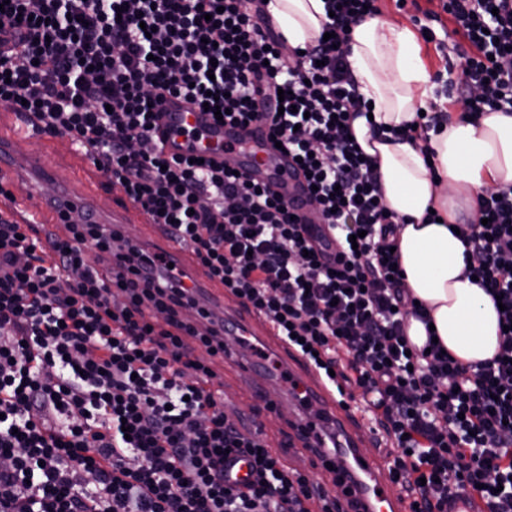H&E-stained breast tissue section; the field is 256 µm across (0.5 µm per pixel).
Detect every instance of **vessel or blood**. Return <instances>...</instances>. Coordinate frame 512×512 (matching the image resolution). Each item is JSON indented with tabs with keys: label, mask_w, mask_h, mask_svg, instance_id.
<instances>
[{
	"label": "vessel or blood",
	"mask_w": 512,
	"mask_h": 512,
	"mask_svg": "<svg viewBox=\"0 0 512 512\" xmlns=\"http://www.w3.org/2000/svg\"><path fill=\"white\" fill-rule=\"evenodd\" d=\"M12 120L13 127L0 134V186L5 189L0 195V209L18 223L42 224L55 233L63 222L77 223L84 217L97 224H124L132 219L142 226V244L174 263L176 271L194 268L191 253L141 210L128 212L103 207L97 198L64 179L48 162L46 154L24 153L23 143L38 138L39 132L24 113L13 112ZM190 127L199 129V138L187 135ZM158 133L165 136V149L171 155L198 153L208 147L213 158L220 161L225 149H232L242 173L279 191L300 217L308 216L306 182L296 174L288 154L273 145L267 125H224L213 121L208 113L171 99L161 108ZM291 376L319 404L324 423L336 426L342 433L345 443L336 448L330 447L328 439L322 436H309L308 442L325 449L327 459L337 469L358 477L357 497L363 512H408L391 479L387 458L373 449V435L353 428L348 411L313 370L302 367L292 371Z\"/></svg>",
	"instance_id": "b4317fda"
}]
</instances>
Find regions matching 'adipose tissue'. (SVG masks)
Returning a JSON list of instances; mask_svg holds the SVG:
<instances>
[{
  "instance_id": "adipose-tissue-1",
  "label": "adipose tissue",
  "mask_w": 512,
  "mask_h": 512,
  "mask_svg": "<svg viewBox=\"0 0 512 512\" xmlns=\"http://www.w3.org/2000/svg\"><path fill=\"white\" fill-rule=\"evenodd\" d=\"M266 10L293 48L313 44L327 20L324 0H268ZM419 52L413 31L389 18L354 26L347 61L373 109L352 129L376 159L385 204L402 223L398 254L407 288L427 307L445 349L472 364L496 354L499 319L492 298L467 278L465 246L451 226L461 212L476 216L488 188L512 185V114L453 117L440 131L396 139L394 129L415 120L434 98Z\"/></svg>"
}]
</instances>
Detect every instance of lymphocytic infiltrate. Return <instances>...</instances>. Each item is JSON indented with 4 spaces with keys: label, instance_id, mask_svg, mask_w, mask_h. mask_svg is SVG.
<instances>
[{
    "label": "lymphocytic infiltrate",
    "instance_id": "f902f5d3",
    "mask_svg": "<svg viewBox=\"0 0 512 512\" xmlns=\"http://www.w3.org/2000/svg\"><path fill=\"white\" fill-rule=\"evenodd\" d=\"M469 50L461 118L512 113V0H439ZM331 40L288 50L264 0H10L0 10V102L68 137L127 199L168 225L208 277L312 364L381 431L409 512H448L472 488L512 512V186L460 225L466 273L504 305L499 350L463 365L411 347L423 317L397 270V226L374 158L351 138L366 110L345 60L377 0H326ZM216 96L232 123L269 125L298 158L338 252L326 257L270 186L167 155L176 98ZM282 109H275V102ZM67 238L0 214V512H352L346 477L288 466L224 412L212 363L236 324L121 229ZM247 463L230 481L227 464Z\"/></svg>",
    "mask_w": 512,
    "mask_h": 512
}]
</instances>
